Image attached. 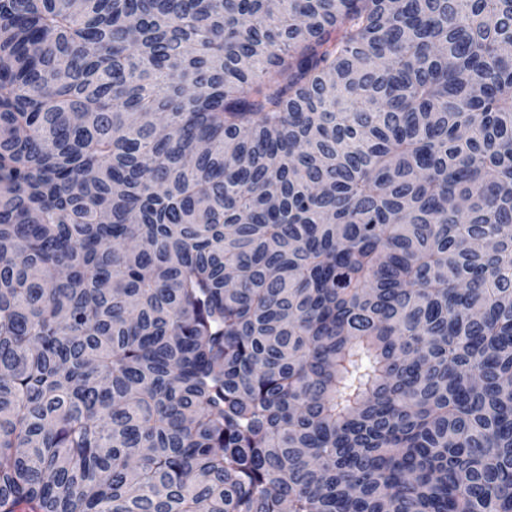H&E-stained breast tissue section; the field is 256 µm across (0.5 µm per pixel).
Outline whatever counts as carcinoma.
I'll use <instances>...</instances> for the list:
<instances>
[{
    "label": "carcinoma",
    "mask_w": 512,
    "mask_h": 512,
    "mask_svg": "<svg viewBox=\"0 0 512 512\" xmlns=\"http://www.w3.org/2000/svg\"><path fill=\"white\" fill-rule=\"evenodd\" d=\"M0 512H512V0H0Z\"/></svg>",
    "instance_id": "carcinoma-1"
}]
</instances>
